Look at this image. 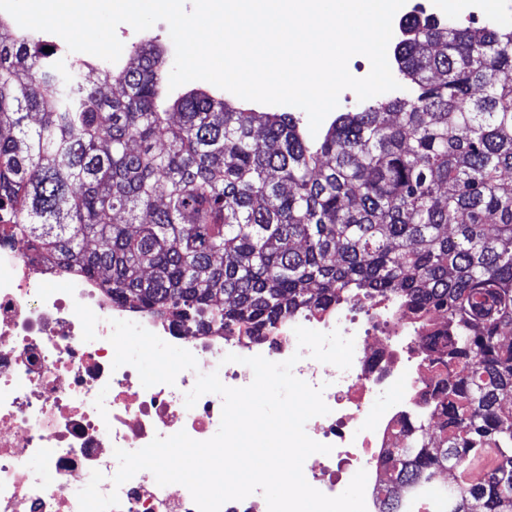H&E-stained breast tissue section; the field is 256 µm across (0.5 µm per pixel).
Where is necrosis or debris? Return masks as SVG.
Returning a JSON list of instances; mask_svg holds the SVG:
<instances>
[{
    "label": "necrosis or debris",
    "instance_id": "1",
    "mask_svg": "<svg viewBox=\"0 0 512 512\" xmlns=\"http://www.w3.org/2000/svg\"><path fill=\"white\" fill-rule=\"evenodd\" d=\"M26 254L25 242L0 241V512H79L77 491L95 470L104 476L101 493L117 492V512H198L186 487L159 486L147 470L114 486V451L133 452L181 430L198 441L213 437L222 397L205 394L189 409L186 393L198 375L212 372L226 386H248L254 374L244 360L256 355L295 358L294 375L324 389L329 412L310 418L305 431L332 451L312 455L306 481L333 497L343 475L365 470L366 510L380 512L389 479L382 460L403 445L406 424L428 411L425 393L436 381L422 361L427 327L395 301L343 297L249 339L234 329L199 332L113 302L98 278ZM301 329L308 340L297 339ZM133 339L159 360L151 383L141 380ZM340 339L352 351L342 361ZM174 345L181 356L171 361L166 353ZM230 353L238 362H226ZM386 394L387 407L369 414ZM48 471L57 487L46 484Z\"/></svg>",
    "mask_w": 512,
    "mask_h": 512
}]
</instances>
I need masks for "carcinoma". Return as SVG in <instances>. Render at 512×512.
I'll list each match as a JSON object with an SVG mask.
<instances>
[{"instance_id":"cac0c4a2","label":"carcinoma","mask_w":512,"mask_h":512,"mask_svg":"<svg viewBox=\"0 0 512 512\" xmlns=\"http://www.w3.org/2000/svg\"><path fill=\"white\" fill-rule=\"evenodd\" d=\"M400 33L408 92L312 145L288 112L171 95L152 41L134 63L75 61L0 16V239L199 330L349 295L448 317L424 354L450 369L434 420H412L390 476L449 471L446 512H512V30L416 10Z\"/></svg>"}]
</instances>
